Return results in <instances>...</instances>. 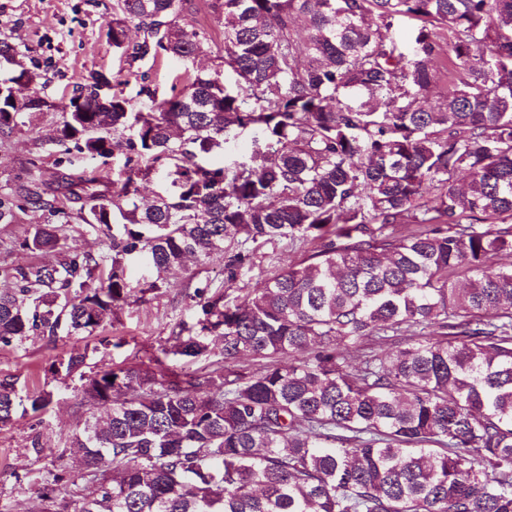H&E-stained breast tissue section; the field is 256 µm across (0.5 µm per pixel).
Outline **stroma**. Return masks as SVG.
Segmentation results:
<instances>
[{"label": "stroma", "mask_w": 512, "mask_h": 512, "mask_svg": "<svg viewBox=\"0 0 512 512\" xmlns=\"http://www.w3.org/2000/svg\"><path fill=\"white\" fill-rule=\"evenodd\" d=\"M114 0H0V38L25 55L29 67L48 80L45 93L61 98L73 88L89 84V75H127L125 92L136 96L141 86L169 95L173 74L183 71L182 62L156 61L144 57L127 63L106 36L112 20ZM186 23L203 27L208 41L197 58L200 67L220 66L224 55V24L211 14L203 0H191L184 13ZM62 115L37 112L23 130L0 135V191L10 192L17 183L33 177L39 191L55 186L62 149L52 138ZM47 213L28 206L17 223L0 224V289L10 288L6 270L38 262L39 257L18 248L17 242L44 223ZM168 288L158 292L134 293L128 304L106 317L93 334L49 340L30 335L21 347L0 348V379L17 380L19 387L51 392L46 413L17 414L13 422L0 426V507L8 512H35L37 495L45 471L65 465L80 473L68 436L92 410L83 395L86 377L119 365H138L168 346L173 325L192 321L196 315L186 290L200 282L220 286L224 281V258L213 256L203 266L188 264L168 277ZM86 352L82 374L53 375L49 367L71 351ZM40 448H33V439Z\"/></svg>", "instance_id": "1"}]
</instances>
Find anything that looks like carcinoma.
I'll list each match as a JSON object with an SVG mask.
<instances>
[{"label": "carcinoma", "mask_w": 512, "mask_h": 512, "mask_svg": "<svg viewBox=\"0 0 512 512\" xmlns=\"http://www.w3.org/2000/svg\"><path fill=\"white\" fill-rule=\"evenodd\" d=\"M189 2L115 0L112 44L195 62L206 37L180 24ZM208 7L223 68L139 101L118 78L99 95L94 72L62 113L55 143L99 167L122 155L118 178L77 167L51 200L23 185L0 197V224L48 213L23 249L56 251L69 224L111 239L103 255L12 267L1 348L96 331L132 297L133 259L158 291L188 258L224 254V286L194 288L195 322L175 323L170 346L88 380L100 414L69 436L86 468L48 471L37 512H512V0ZM23 58L0 41L5 107L15 85L44 91ZM29 114L0 110V132ZM243 135L247 154L212 163ZM157 163L169 186L141 205ZM283 239L314 249L231 299ZM243 356L265 364L244 372ZM85 361L73 351L54 373ZM50 402L0 380L1 425Z\"/></svg>", "instance_id": "obj_1"}]
</instances>
